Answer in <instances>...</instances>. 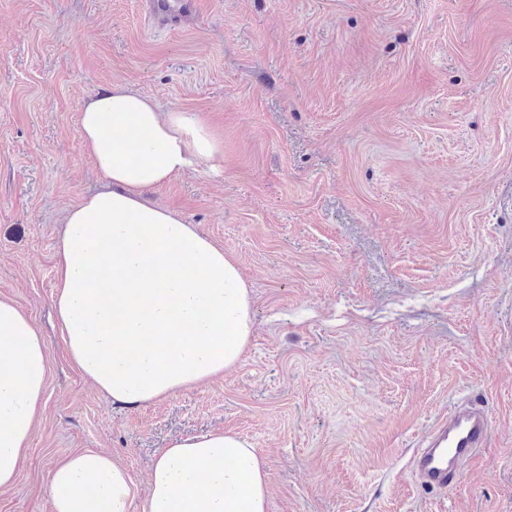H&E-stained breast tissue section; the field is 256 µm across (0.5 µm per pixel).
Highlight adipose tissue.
Masks as SVG:
<instances>
[{
    "instance_id": "1",
    "label": "adipose tissue",
    "mask_w": 512,
    "mask_h": 512,
    "mask_svg": "<svg viewBox=\"0 0 512 512\" xmlns=\"http://www.w3.org/2000/svg\"><path fill=\"white\" fill-rule=\"evenodd\" d=\"M102 187L71 207L56 243L55 309L73 363L118 405L139 406L237 368L252 300L237 260L148 190L194 166L220 167L224 142L194 112L160 111L113 85L79 113ZM145 134L140 150L131 133ZM111 284L102 287V273ZM48 353L32 318L0 298V491L13 486L44 402ZM127 468L99 451L59 460L52 512H130ZM264 458L239 434L173 440L148 478L143 512H269Z\"/></svg>"
}]
</instances>
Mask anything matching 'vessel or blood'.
Segmentation results:
<instances>
[{"label":"vessel or blood","instance_id":"obj_1","mask_svg":"<svg viewBox=\"0 0 512 512\" xmlns=\"http://www.w3.org/2000/svg\"><path fill=\"white\" fill-rule=\"evenodd\" d=\"M489 433L490 418L479 398L469 397L451 405L411 458L419 487L438 493L460 482L465 464L485 446Z\"/></svg>","mask_w":512,"mask_h":512}]
</instances>
